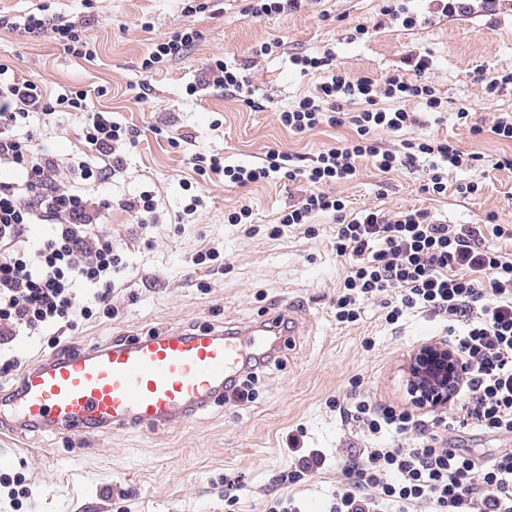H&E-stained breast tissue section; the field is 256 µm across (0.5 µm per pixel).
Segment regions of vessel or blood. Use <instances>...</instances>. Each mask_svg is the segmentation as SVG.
Masks as SVG:
<instances>
[{
  "instance_id": "vessel-or-blood-1",
  "label": "vessel or blood",
  "mask_w": 512,
  "mask_h": 512,
  "mask_svg": "<svg viewBox=\"0 0 512 512\" xmlns=\"http://www.w3.org/2000/svg\"><path fill=\"white\" fill-rule=\"evenodd\" d=\"M300 311L288 303L245 332L170 330L47 356L22 374L11 399L16 416L0 414V432L179 424L223 400L225 384L243 375L245 360L264 348L267 334L296 335Z\"/></svg>"
}]
</instances>
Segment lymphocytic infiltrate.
<instances>
[{
  "label": "lymphocytic infiltrate",
  "instance_id": "lymphocytic-infiltrate-1",
  "mask_svg": "<svg viewBox=\"0 0 512 512\" xmlns=\"http://www.w3.org/2000/svg\"><path fill=\"white\" fill-rule=\"evenodd\" d=\"M13 26L29 34L50 33L73 56L93 55L75 23L62 17L50 19L37 10ZM197 37L192 28L159 37L143 58L142 69L156 70L179 58ZM291 62L301 73L318 72L323 79L314 95L275 112L276 121L296 133L323 124H350L355 139L321 149L305 169L272 150L261 163L235 166L198 155L196 173L219 174L241 187L277 177L303 184L300 198L281 211L269 235L276 238L292 228L311 236L315 216H332L336 253L349 259L336 295L337 321L355 322L366 302L379 300L390 324L410 310L452 326L463 324L462 334L448 338L467 375L456 395V423L511 438L512 257L485 244L486 234L500 238L505 228L450 224L425 210L389 217L369 208L350 217L344 200L328 190L329 185L352 181L360 158L384 173L427 166L424 189L436 196L452 190L466 197L479 190L481 183L474 179L449 187V171L476 167L474 155L449 141L411 138L390 149L378 139L379 133L395 134L416 125L415 113L405 107L408 101H417L428 112L444 110L443 98L429 81V54L410 50L402 68L378 79L337 71L327 54L295 56ZM204 82L247 106L255 104L256 89L243 68L221 57L209 59ZM57 111L85 113L87 147L108 158V166L66 163L37 148L30 116ZM138 137L136 127L114 121L109 113L89 112L86 92L62 93L52 100L36 82L0 66V170L16 172L15 178L0 180V346L22 334L64 335L77 321L92 319L96 306L109 304L112 276L124 267L123 249L110 233L97 229L93 201L62 188L60 176L66 172L85 182L106 183L122 169L124 150ZM87 286L95 289L90 304L78 295ZM340 413L358 422L368 437L413 431L418 445L347 452L341 460L345 479L332 495L329 512H512V448L479 459L455 448L439 419L417 418L406 409L360 396Z\"/></svg>",
  "mask_w": 512,
  "mask_h": 512
}]
</instances>
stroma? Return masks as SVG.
Returning a JSON list of instances; mask_svg holds the SVG:
<instances>
[{
	"instance_id": "stroma-1",
	"label": "stroma",
	"mask_w": 512,
	"mask_h": 512,
	"mask_svg": "<svg viewBox=\"0 0 512 512\" xmlns=\"http://www.w3.org/2000/svg\"><path fill=\"white\" fill-rule=\"evenodd\" d=\"M43 1L50 12L76 21L96 57H74L49 35L4 26L0 64L53 96L86 91L90 111L111 113L141 132L110 183L98 189L71 183L79 192L111 198L100 222L123 248L127 268L115 279L113 313L100 311L81 322L62 337V347L82 350L171 329L240 330L291 300L303 306L306 321L303 335L255 377L253 401H220L161 430L22 431L1 439V447L19 451L9 474H23L33 491L21 512H262L273 496L295 497L303 512H327L347 449L413 445L409 433L368 438L358 422L340 416L334 400H348L356 388L375 402L410 407L412 357L422 345L447 336L448 325L417 310L390 325L376 301L365 304L359 321L338 323L333 302L346 263L336 254L332 219L317 217L313 238L291 229L271 238L268 230L279 212L299 198V184L273 179L237 187L220 175L199 176L191 157L247 165L276 150L297 166L311 165L319 150L351 140L353 132L323 125L297 135L275 121V111L314 94L322 80L318 73L300 74L292 57L327 51L351 77L377 79L402 67L416 46L430 53L429 79L448 108L430 114L407 102L419 125L383 135L382 142L393 149L405 137L451 140L482 156L481 190L464 198L432 197L422 189L426 168L384 174L362 159L357 178L338 185L337 193L353 212L425 209L452 224H480L492 214L497 223L512 226V167L495 165L499 156L512 157V143L470 132L471 124L512 113V90L491 98L477 80L484 67L512 71V9L502 8L493 20L440 17L404 29L381 24L385 0H318L291 15L261 19L242 16L239 0H225L217 14L186 13L183 0ZM139 19L150 23V31L136 27ZM361 24L367 28L362 35L355 31ZM187 27L200 37L183 56L144 72L141 61L153 38ZM273 39L280 48L253 55L255 45ZM217 53L246 65L258 108L201 84L205 63ZM462 108L469 114L464 121L456 117ZM32 128L46 152L64 161L91 160L84 122L74 113L35 116ZM186 181L202 188L206 201L189 222L180 219ZM146 190L155 195L161 220L143 230L121 202ZM244 202L253 208L252 228L226 224L225 213ZM210 248L219 250L220 260L195 264V254ZM293 437L300 447L322 449L327 464L314 476L283 485L277 476L296 458L289 448Z\"/></svg>"
}]
</instances>
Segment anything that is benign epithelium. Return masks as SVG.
<instances>
[{"label": "benign epithelium", "mask_w": 512, "mask_h": 512, "mask_svg": "<svg viewBox=\"0 0 512 512\" xmlns=\"http://www.w3.org/2000/svg\"><path fill=\"white\" fill-rule=\"evenodd\" d=\"M410 373L413 402L422 407L448 406L466 380L461 362L445 340L420 347L412 359Z\"/></svg>", "instance_id": "7a95c632"}]
</instances>
